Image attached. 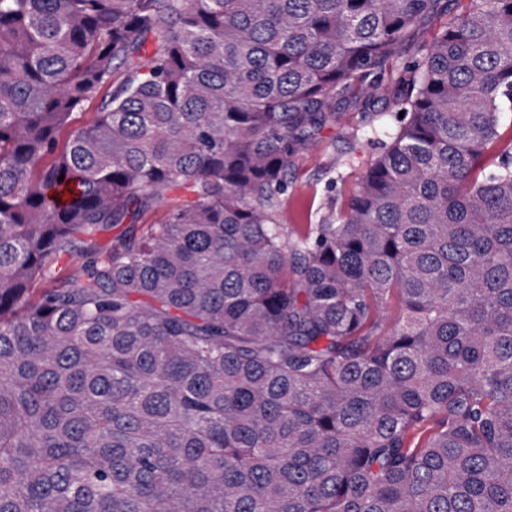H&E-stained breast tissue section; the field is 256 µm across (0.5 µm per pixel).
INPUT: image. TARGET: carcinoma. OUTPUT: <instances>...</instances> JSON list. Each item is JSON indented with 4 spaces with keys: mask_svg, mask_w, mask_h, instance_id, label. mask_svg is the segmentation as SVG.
I'll use <instances>...</instances> for the list:
<instances>
[{
    "mask_svg": "<svg viewBox=\"0 0 512 512\" xmlns=\"http://www.w3.org/2000/svg\"><path fill=\"white\" fill-rule=\"evenodd\" d=\"M469 3L402 60L448 0H0V512H512V0ZM338 108L378 152L291 229ZM161 212H149L144 215L135 226L130 224H120L118 226L112 227L107 231H104L100 235V245L105 249H109L112 247V244L117 242L126 234H129L128 231L133 229L137 234L142 233L145 230L144 224H150L160 218Z\"/></svg>",
    "mask_w": 512,
    "mask_h": 512,
    "instance_id": "1",
    "label": "carcinoma"
}]
</instances>
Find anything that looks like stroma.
<instances>
[{
	"label": "stroma",
	"instance_id": "obj_1",
	"mask_svg": "<svg viewBox=\"0 0 512 512\" xmlns=\"http://www.w3.org/2000/svg\"><path fill=\"white\" fill-rule=\"evenodd\" d=\"M362 127L360 112L339 110L335 127L296 154L284 196L285 224L320 223L330 208L345 203L375 153Z\"/></svg>",
	"mask_w": 512,
	"mask_h": 512
}]
</instances>
